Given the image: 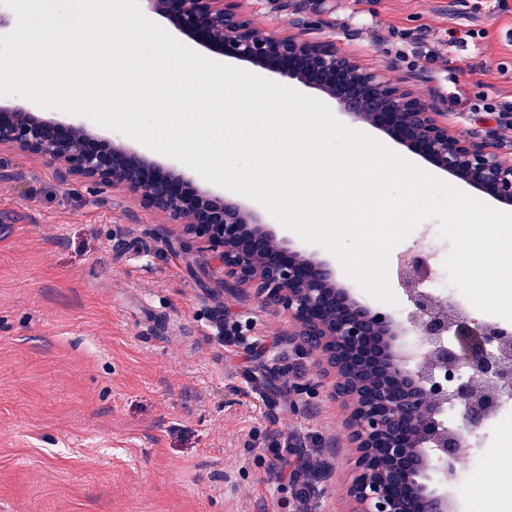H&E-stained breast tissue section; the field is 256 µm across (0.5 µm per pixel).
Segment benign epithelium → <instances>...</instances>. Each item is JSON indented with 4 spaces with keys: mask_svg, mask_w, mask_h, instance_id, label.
Segmentation results:
<instances>
[{
    "mask_svg": "<svg viewBox=\"0 0 512 512\" xmlns=\"http://www.w3.org/2000/svg\"><path fill=\"white\" fill-rule=\"evenodd\" d=\"M195 43L261 65L336 98L354 119L385 133L434 167L512 205V157L492 143L453 134L411 92L343 55L332 40L305 32L271 35L238 0H140ZM39 156L62 181L81 180L135 196L183 225L217 276L219 290L251 287L261 305L288 313L298 352L334 378L331 396L349 409L355 456L352 512H449L464 432L481 428L512 391V331L444 306L421 287L426 261L398 262L411 311L391 312L335 286L328 263L304 258L230 197L211 193L145 156L90 133L81 123L0 109V148ZM413 330L424 352L400 353L392 339ZM453 333L458 348L444 338ZM460 410L466 431L448 426Z\"/></svg>",
    "mask_w": 512,
    "mask_h": 512,
    "instance_id": "obj_1",
    "label": "benign epithelium"
}]
</instances>
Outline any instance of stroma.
Wrapping results in <instances>:
<instances>
[{"label": "stroma", "mask_w": 512, "mask_h": 512, "mask_svg": "<svg viewBox=\"0 0 512 512\" xmlns=\"http://www.w3.org/2000/svg\"><path fill=\"white\" fill-rule=\"evenodd\" d=\"M272 34L291 21L430 104L454 133L512 155L483 104L512 101V0H242ZM265 228L368 295L261 204ZM0 512H296L268 447L314 465L312 512H349L353 448L332 381L297 356L291 319L218 291L167 216L62 183L0 151ZM237 328L227 346L219 328ZM316 382L306 399L285 376Z\"/></svg>", "instance_id": "obj_1"}]
</instances>
